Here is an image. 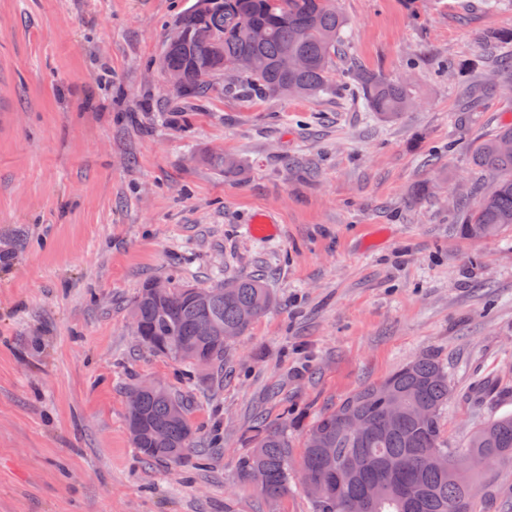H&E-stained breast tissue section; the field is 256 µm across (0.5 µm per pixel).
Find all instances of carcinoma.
Instances as JSON below:
<instances>
[{
    "mask_svg": "<svg viewBox=\"0 0 512 512\" xmlns=\"http://www.w3.org/2000/svg\"><path fill=\"white\" fill-rule=\"evenodd\" d=\"M200 27L212 32L195 36ZM345 20L332 0H210L203 10L191 6L176 20L184 40L170 46L163 36L158 64L178 71L182 86L172 98L200 95L218 75L234 78L228 90L259 96L312 97L336 88V52L343 41ZM307 65L297 67L299 57ZM256 58L258 71L240 69L237 61ZM357 91L368 111L394 120L412 104L408 87L375 74L363 75ZM476 169L500 175L472 208H458L455 223L466 239H491L512 230V127L505 126L477 140L471 148ZM218 171H240L229 154L209 157ZM153 282L139 288L131 306L135 335L153 354L193 371L217 373L224 350L249 329L273 304L263 282L254 276L224 281V290L200 302L195 286L170 281V293L158 298ZM251 311V317L243 316ZM209 326V333L200 328ZM137 405L127 407L131 441L147 460L179 463L192 452L195 432L182 396L170 387L140 392ZM452 388L448 372L433 357L422 355L386 378L368 383L318 415L309 425L302 463L318 489L309 492L317 512H351V503L366 501L365 512H476L473 482L467 468L440 469L434 455L450 458L478 455L487 465L512 463V415L480 424L462 448L448 441L443 412ZM428 408L433 418L415 411ZM357 414L368 430L353 435L344 420ZM292 444L288 423H264L255 430L254 447L240 458L244 482L258 486L276 500L288 493Z\"/></svg>",
    "mask_w": 512,
    "mask_h": 512,
    "instance_id": "carcinoma-1",
    "label": "carcinoma"
}]
</instances>
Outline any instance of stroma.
<instances>
[{
	"label": "stroma",
	"mask_w": 512,
	"mask_h": 512,
	"mask_svg": "<svg viewBox=\"0 0 512 512\" xmlns=\"http://www.w3.org/2000/svg\"><path fill=\"white\" fill-rule=\"evenodd\" d=\"M194 2L0 0V512H315L299 482L277 500L243 484L255 427L288 420L300 472L320 412L421 355L449 375L453 446L512 414V232L471 240L450 222L496 179L469 143L512 125L495 64L512 10L335 0V92L230 96L219 78L172 112L155 59ZM361 73L406 83L415 106L376 118L347 90ZM261 211L277 234L253 233ZM252 274L275 302L223 379L135 335L146 281ZM143 381L183 395L206 452L143 463L126 427Z\"/></svg>",
	"instance_id": "stroma-1"
}]
</instances>
